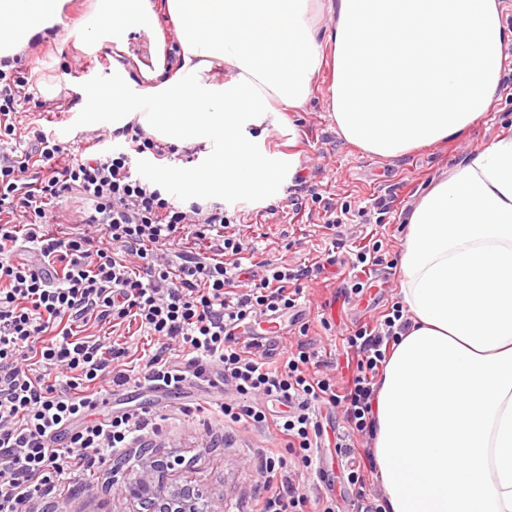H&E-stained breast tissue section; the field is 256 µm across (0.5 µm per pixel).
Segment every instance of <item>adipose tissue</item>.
<instances>
[{
  "instance_id": "adipose-tissue-1",
  "label": "adipose tissue",
  "mask_w": 512,
  "mask_h": 512,
  "mask_svg": "<svg viewBox=\"0 0 512 512\" xmlns=\"http://www.w3.org/2000/svg\"><path fill=\"white\" fill-rule=\"evenodd\" d=\"M67 0H0V59L47 30L107 51L112 79L87 125L196 151L162 170L192 195L266 205L296 154L265 139L308 103L323 66L311 0H91L80 33ZM330 101L341 135L394 157L460 134L489 112L512 32L499 0H336ZM175 24L167 65L160 13ZM151 39L154 66L127 51ZM400 295L412 315L378 380L372 453L388 512H512V137L431 182L407 220Z\"/></svg>"
}]
</instances>
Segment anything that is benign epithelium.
<instances>
[{"mask_svg":"<svg viewBox=\"0 0 512 512\" xmlns=\"http://www.w3.org/2000/svg\"><path fill=\"white\" fill-rule=\"evenodd\" d=\"M174 465L152 448H141L137 460L112 459L113 494L139 504L144 512H200L207 493L190 480H179Z\"/></svg>","mask_w":512,"mask_h":512,"instance_id":"1","label":"benign epithelium"}]
</instances>
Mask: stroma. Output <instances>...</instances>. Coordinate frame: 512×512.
<instances>
[{
    "mask_svg": "<svg viewBox=\"0 0 512 512\" xmlns=\"http://www.w3.org/2000/svg\"><path fill=\"white\" fill-rule=\"evenodd\" d=\"M38 76L39 97H52L53 111L36 115L46 131L68 142L80 155L89 131L82 124L80 104L84 96L101 88L111 75L105 52L87 54L73 43L42 40L22 56ZM330 69H323L313 95L294 117L299 154L298 173L308 185L336 203H370L379 195L396 192L397 210L381 215L380 225H347L348 243H361L377 233L389 258L399 259L406 220L423 185L456 166L468 155L489 147L499 137L512 136V95L498 93L491 112L461 135L405 155L384 158L362 151L345 141L334 121L329 101ZM229 213L239 216L242 235L258 240L259 251L248 266V276L259 279L263 264L272 260L291 266L323 262L324 269L304 290L302 309L310 330L300 336L297 325L287 324L279 336L287 348L300 339L314 343L322 355L344 360L342 338L355 325L379 318L399 302L400 274L389 269L374 273V286L358 297H345L343 288L355 275L347 249H332L323 236L322 218L314 213H293L288 200L269 206L245 202L227 203ZM135 404L153 403L156 413L166 415L163 432L141 439L140 444L165 457L179 459L176 474L192 479L214 496L220 512H250L251 498L261 477L251 458L257 449L275 447L267 434L250 429L225 430L216 416H202L194 407L205 386L190 384L171 400L154 402L148 390L127 385ZM137 504L112 494V466L103 464L71 484L68 491L30 502L26 512H137Z\"/></svg>",
    "mask_w": 512,
    "mask_h": 512,
    "instance_id": "35a3bbf8",
    "label": "stroma"
}]
</instances>
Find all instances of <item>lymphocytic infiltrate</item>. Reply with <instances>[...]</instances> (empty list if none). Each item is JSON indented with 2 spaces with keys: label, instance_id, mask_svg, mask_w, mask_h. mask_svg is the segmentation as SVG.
Listing matches in <instances>:
<instances>
[{
  "label": "lymphocytic infiltrate",
  "instance_id": "obj_1",
  "mask_svg": "<svg viewBox=\"0 0 512 512\" xmlns=\"http://www.w3.org/2000/svg\"><path fill=\"white\" fill-rule=\"evenodd\" d=\"M31 71L0 69V512H24L34 499L58 493L115 451L157 435L163 417L116 410L95 420L108 387L133 383L151 391L209 382L219 374L233 396L220 405L228 426L274 434L260 456L265 477L252 512H336L331 500L300 491L298 474L318 470L323 447L341 463L356 512H387L368 493L373 471L377 378L390 349L410 327L400 306L344 337L349 375L321 369L305 344L281 350L239 330L298 305L319 265L267 263L242 287L237 271L258 251L233 231L223 206L182 205L135 177L133 154H175L174 146L125 129L129 150L72 157L66 143L22 117L34 102ZM294 213L317 204L333 248L341 228L390 209L335 204L304 189L289 199ZM136 326L156 338L141 371L120 361L130 347L109 331ZM337 408L343 427L328 433L321 408Z\"/></svg>",
  "mask_w": 512,
  "mask_h": 512
}]
</instances>
